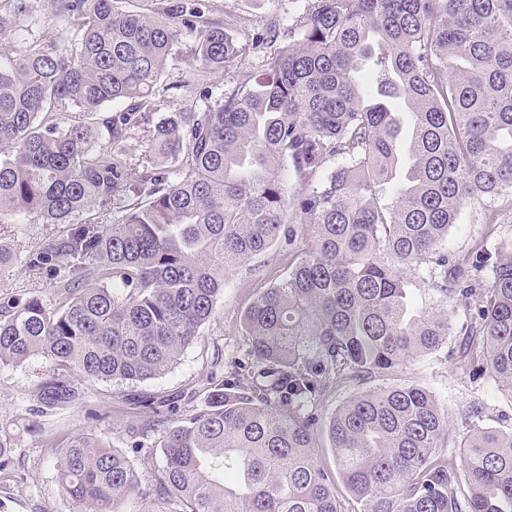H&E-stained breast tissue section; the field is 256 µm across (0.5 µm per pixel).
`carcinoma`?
<instances>
[{
    "instance_id": "1",
    "label": "carcinoma",
    "mask_w": 512,
    "mask_h": 512,
    "mask_svg": "<svg viewBox=\"0 0 512 512\" xmlns=\"http://www.w3.org/2000/svg\"><path fill=\"white\" fill-rule=\"evenodd\" d=\"M66 35L0 52V224H66L24 259L55 301L0 296V368L50 369L38 412L71 406L80 382L169 372L210 321L224 276L283 237L284 272L244 312L231 378L203 406L174 403L141 428L164 464L140 491L126 456L97 439L41 435L61 449L58 480L76 512L155 497L168 512H512V432L464 414L460 465L448 416L418 385L361 390L325 424L324 396L387 375L460 336L461 359L512 392V0H308L265 72L215 103L170 112L135 167L124 142L153 108L170 58L191 37L196 84L238 66L248 43L211 17L212 0H44ZM0 13V39L24 29ZM119 102L118 112L104 106ZM70 110L66 127L52 117ZM336 162L330 168V162ZM299 190L288 193V172ZM175 175L177 182L169 183ZM489 198L486 237L448 252V230ZM309 244L295 247L297 229ZM496 243L489 251L487 242ZM19 261L0 243V274ZM426 284L413 307L407 275ZM325 434L335 471L317 458Z\"/></svg>"
}]
</instances>
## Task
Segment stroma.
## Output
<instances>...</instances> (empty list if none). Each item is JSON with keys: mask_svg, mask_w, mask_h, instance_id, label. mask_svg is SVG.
I'll use <instances>...</instances> for the list:
<instances>
[{"mask_svg": "<svg viewBox=\"0 0 512 512\" xmlns=\"http://www.w3.org/2000/svg\"><path fill=\"white\" fill-rule=\"evenodd\" d=\"M214 18L229 21L243 18L250 33L263 32L270 23L287 26L301 15L307 0H213ZM276 43H263L249 49L236 70L220 72L208 80L209 97L218 100L235 86L244 72L265 69L279 51ZM196 64L188 51H181L170 60L167 70L155 88V107L145 119L154 127L162 115L199 108V92L189 78ZM484 201H474L461 212L459 220L448 231V248L459 253L481 240L485 226L481 220ZM66 225L23 221L0 226V241L8 243L19 256H27L47 238L65 234ZM259 282L245 270L229 272L224 278V295L214 318L205 324L196 340L183 351L178 364L162 377L138 384L121 382L83 385L85 399L73 407L40 417L44 431L58 436L85 434L100 440L107 447L126 455L144 491H151L159 469L161 453L144 459L133 450L139 440V429L147 416L133 403L135 395L144 394L165 400L177 398L181 414L192 413L200 405L196 392L210 376L225 378L247 348L241 333L240 316L252 301ZM456 337H449L441 351L417 356L404 362L391 374L370 379L368 388L398 384H416L433 392L448 412V428L452 434L448 450L450 459L460 457L458 445L467 430L461 421L473 401L485 406L482 425L499 432L512 430V394L504 391L489 374L476 375L460 363L454 354ZM47 368L38 356L18 367L0 369V430L12 438L11 464L0 470V512H74L75 506L62 490L56 471L57 454L42 447L37 435L27 429L26 411L35 407V385ZM111 410L102 420L88 417V410Z\"/></svg>", "mask_w": 512, "mask_h": 512, "instance_id": "obj_1", "label": "stroma"}]
</instances>
